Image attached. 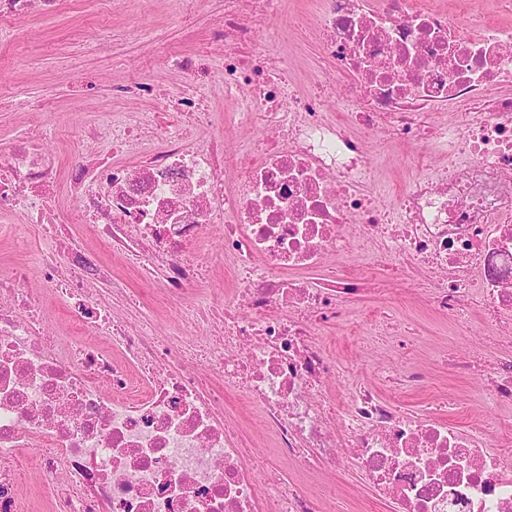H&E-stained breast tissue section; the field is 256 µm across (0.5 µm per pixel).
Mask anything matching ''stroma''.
Listing matches in <instances>:
<instances>
[{
	"mask_svg": "<svg viewBox=\"0 0 512 512\" xmlns=\"http://www.w3.org/2000/svg\"><path fill=\"white\" fill-rule=\"evenodd\" d=\"M315 0H283L281 10L258 19L257 24L271 38L273 48L289 53L294 64L289 78L294 89L312 87V62L319 53L317 31L299 28V12L315 9ZM224 0H197L186 11L182 0H66L57 15L32 17L9 24L0 23V147H8L23 133L27 114L41 105L44 122L51 131L49 147L58 157V181H65L74 160L73 142L81 127L100 123L112 116L145 117L161 108L160 91L177 95L191 87L183 75L155 66L148 74L154 92L127 94L109 99L95 94L73 97L74 87L88 81L121 87L129 85L131 73L155 51L190 50L207 53L205 38L211 23L223 15ZM209 55L211 81L205 86L214 113L213 129L230 141L247 139L248 131L225 126L224 115L232 104L224 100L222 58ZM381 158L385 185H399L407 177L409 161L419 155V147L400 143H373ZM388 307L398 317L420 322L425 338L408 358L389 350L377 355L358 340L348 338L345 326L332 322L317 335L337 363L362 360L368 367L366 382L382 396L395 395L397 387L387 375L411 366L422 368L430 382L429 392L409 394L406 408L415 412L434 411L442 420L463 425L462 410L486 420L512 423V409L486 407L481 387L473 380L457 376L446 353L487 352V334L480 317H473L470 336H449L447 325L430 317L416 299L414 286H406L399 297L372 291L356 296L350 305L353 316L372 314ZM341 493L338 512H394L392 504L376 497L362 485L355 472L336 476Z\"/></svg>",
	"mask_w": 512,
	"mask_h": 512,
	"instance_id": "35a3bbf8",
	"label": "stroma"
}]
</instances>
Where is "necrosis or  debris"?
<instances>
[{
	"mask_svg": "<svg viewBox=\"0 0 512 512\" xmlns=\"http://www.w3.org/2000/svg\"><path fill=\"white\" fill-rule=\"evenodd\" d=\"M279 0H224L211 40L223 51L224 95L237 127L256 136L228 155L210 135L208 99L167 98L159 126L126 118L86 127L68 193L98 248L50 226L56 180L45 125H31L0 151V211H23L25 230L0 225L22 251L53 236L40 279L26 266L0 274V512H23V479L52 512H326L332 485L315 493L285 482L281 462L330 475L353 468L397 512H512V436L484 426L462 431L379 396L353 361L337 366L315 336L344 319L357 277L312 279L360 240L388 256L395 279L428 276L430 312L470 334L478 311L493 356L458 370L488 401L512 406V25L474 26L445 0H318L316 23L328 67L320 86L340 87L352 109L329 117L325 99L289 86V62L266 43L257 20ZM492 86L506 94L491 97ZM454 107L455 124L431 122ZM420 146L393 202H386L365 137ZM439 153L440 165L427 162ZM126 156L135 165L123 164ZM221 229L224 246L201 250ZM121 251L138 280L184 299L183 329L205 331L195 367L178 363L157 336L155 316L137 327L99 307L100 286L126 295L100 247ZM230 264L232 291L187 302L192 285ZM70 278H59V265ZM50 291L71 335L46 322ZM386 311L349 324L351 335L387 327L401 352L419 343ZM93 329L96 343L81 341ZM346 387L328 392L329 382ZM234 394L273 439L268 466L249 460L242 428L229 424ZM35 456L24 461L21 451Z\"/></svg>",
	"mask_w": 512,
	"mask_h": 512,
	"instance_id": "obj_1",
	"label": "necrosis or debris"
}]
</instances>
